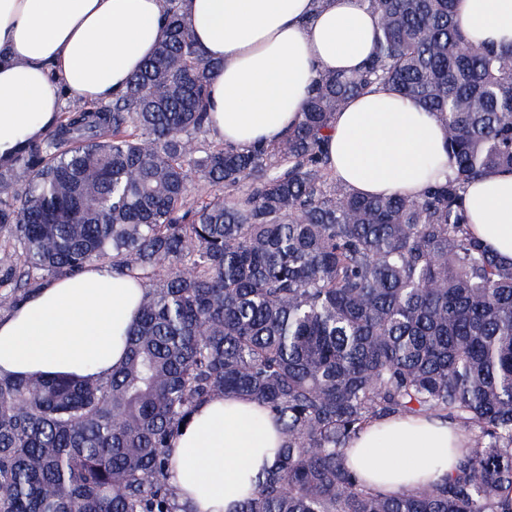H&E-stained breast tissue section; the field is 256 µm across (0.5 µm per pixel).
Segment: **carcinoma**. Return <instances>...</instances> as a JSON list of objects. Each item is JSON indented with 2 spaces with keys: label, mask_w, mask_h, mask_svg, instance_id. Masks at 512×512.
<instances>
[{
  "label": "carcinoma",
  "mask_w": 512,
  "mask_h": 512,
  "mask_svg": "<svg viewBox=\"0 0 512 512\" xmlns=\"http://www.w3.org/2000/svg\"><path fill=\"white\" fill-rule=\"evenodd\" d=\"M166 2L165 38L121 96L59 113L0 166L10 307L94 263L144 288L109 377H0V512H185L171 441L228 396L280 422L238 512H512V265L462 206L512 170V46L469 42L455 0H367L369 60L323 74L287 137L199 147L216 65ZM375 84L448 132L449 172L417 197L362 196L330 172L336 113ZM430 415L470 435L453 474L366 486L349 442Z\"/></svg>",
  "instance_id": "obj_1"
}]
</instances>
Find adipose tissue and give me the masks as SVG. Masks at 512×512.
Here are the masks:
<instances>
[{
    "label": "adipose tissue",
    "instance_id": "1",
    "mask_svg": "<svg viewBox=\"0 0 512 512\" xmlns=\"http://www.w3.org/2000/svg\"><path fill=\"white\" fill-rule=\"evenodd\" d=\"M201 55L216 64L205 97L225 145L279 142L325 71L369 59L379 17L366 0H181ZM472 43L512 44V0H457ZM168 25L165 0H0V163L53 126L64 96L107 104L152 55ZM336 178L362 195H420L448 170L438 118L390 85L353 97L327 141ZM470 229L512 263V172L463 195ZM143 294L126 276L90 265L50 281L0 317V376L106 378L121 362ZM466 432L438 417L395 416L351 441V465L394 494L440 481L465 452ZM278 425L262 405L218 398L174 438L169 476L187 512H236L274 460Z\"/></svg>",
    "mask_w": 512,
    "mask_h": 512
}]
</instances>
